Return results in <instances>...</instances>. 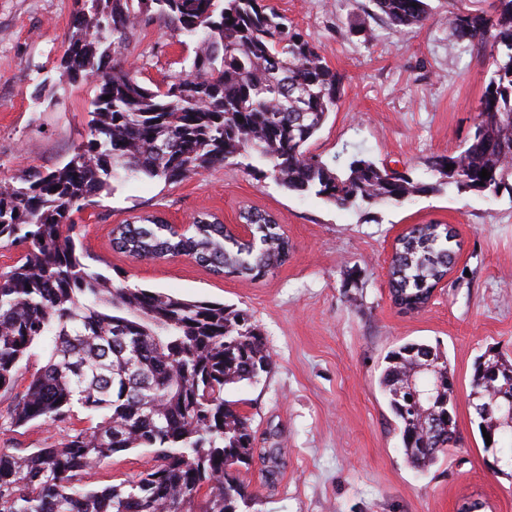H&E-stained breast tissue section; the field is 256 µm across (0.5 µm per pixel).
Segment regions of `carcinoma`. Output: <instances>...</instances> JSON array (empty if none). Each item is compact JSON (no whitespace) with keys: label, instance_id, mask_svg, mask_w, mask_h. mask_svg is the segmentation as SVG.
Here are the masks:
<instances>
[{"label":"carcinoma","instance_id":"cac0c4a2","mask_svg":"<svg viewBox=\"0 0 512 512\" xmlns=\"http://www.w3.org/2000/svg\"><path fill=\"white\" fill-rule=\"evenodd\" d=\"M389 30L425 25L427 0H372ZM448 19V45L488 63L473 132L453 155H434V182L360 154L327 162L308 145L341 94V78L318 46L266 0H80L60 59L63 72L91 81L96 94L89 135L67 163L30 169L0 188V245L17 262L0 270V402L19 428L72 422L51 448H0V512H241L249 494L236 475L253 457L250 422L224 399L227 386L252 382L272 367L261 331L246 309L130 288L85 263L75 213L115 179L179 183L225 164L270 178L285 190L338 208L399 205L415 196L496 195L512 179V0H475ZM155 18L200 43L190 70L167 90L138 80L113 60ZM454 168L447 169V165ZM488 170L491 176L479 177ZM253 239L242 242L203 218L183 233L163 220L118 227L117 244L139 260L191 255L226 276L258 280L289 257L288 237L269 214L241 213ZM446 224H414L397 242L390 293L406 310L423 307L454 265ZM42 347L45 365L16 395L24 361ZM433 364L428 374L421 367ZM432 388L439 405L414 410L409 381ZM380 385L405 461L425 471L455 436V380L448 358L426 343L386 356ZM471 393L512 396V360L478 359ZM486 457L512 462V428L480 418ZM151 448L139 478L90 486L113 455Z\"/></svg>","mask_w":512,"mask_h":512}]
</instances>
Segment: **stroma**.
Wrapping results in <instances>:
<instances>
[{
	"label": "stroma",
	"instance_id": "stroma-1",
	"mask_svg": "<svg viewBox=\"0 0 512 512\" xmlns=\"http://www.w3.org/2000/svg\"><path fill=\"white\" fill-rule=\"evenodd\" d=\"M310 35L340 76L341 97L310 150L331 160L341 150L429 181L428 160L456 153L473 127L489 71L448 47L457 0H430L420 29L390 33L371 0H268ZM74 0H0V181L66 163L89 134L92 86L62 76ZM196 44L153 20L120 59L143 82L189 69ZM49 82L52 92L36 89ZM272 213L291 245L287 262L254 281L225 277L188 256L138 261L112 245V230L157 214L189 224L198 214L236 223L247 207ZM92 269L132 288L251 311L273 365L253 383L226 388L250 420L255 448H280L282 466L268 485L260 458L241 467L247 512H512V477L484 464L478 419L469 404L475 359L498 348L512 359V190L412 198L400 206L341 209L285 192L272 179L220 166L176 184L116 183L76 213ZM447 224L457 259L424 310L397 308L387 285L397 238L411 225ZM413 341L439 344L456 381L462 443L421 473L403 458L379 378L385 357ZM0 404V448H44L57 424L11 427ZM153 452L116 454L91 485L133 480Z\"/></svg>",
	"mask_w": 512,
	"mask_h": 512
}]
</instances>
